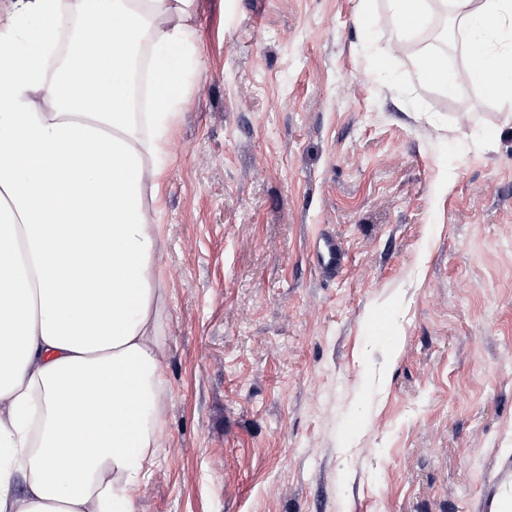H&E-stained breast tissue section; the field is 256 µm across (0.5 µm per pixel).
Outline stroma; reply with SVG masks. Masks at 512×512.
Instances as JSON below:
<instances>
[{"instance_id":"35a3bbf8","label":"stroma","mask_w":512,"mask_h":512,"mask_svg":"<svg viewBox=\"0 0 512 512\" xmlns=\"http://www.w3.org/2000/svg\"><path fill=\"white\" fill-rule=\"evenodd\" d=\"M195 0L154 213L166 354L137 512H502L512 119L386 0ZM450 52L451 96L417 77ZM341 242L326 278L312 245Z\"/></svg>"}]
</instances>
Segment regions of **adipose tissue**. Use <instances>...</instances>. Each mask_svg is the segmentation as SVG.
<instances>
[{
	"mask_svg": "<svg viewBox=\"0 0 512 512\" xmlns=\"http://www.w3.org/2000/svg\"><path fill=\"white\" fill-rule=\"evenodd\" d=\"M397 53L431 0H387ZM512 108V0H450ZM194 0L0 7V512H136L159 444L156 265Z\"/></svg>",
	"mask_w": 512,
	"mask_h": 512,
	"instance_id": "1",
	"label": "adipose tissue"
}]
</instances>
